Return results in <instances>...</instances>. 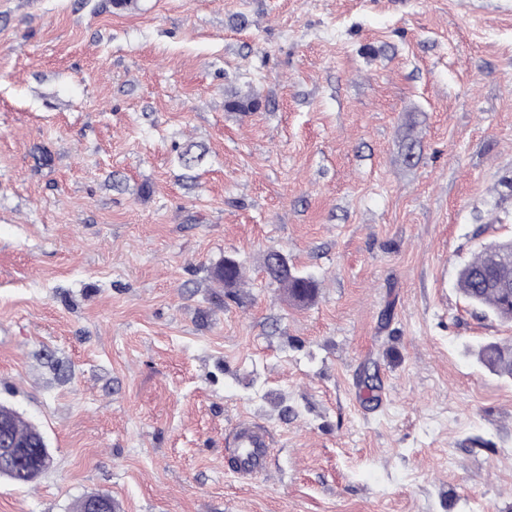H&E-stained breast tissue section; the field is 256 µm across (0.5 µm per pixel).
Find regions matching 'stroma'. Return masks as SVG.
Wrapping results in <instances>:
<instances>
[{"label":"stroma","instance_id":"1","mask_svg":"<svg viewBox=\"0 0 512 512\" xmlns=\"http://www.w3.org/2000/svg\"><path fill=\"white\" fill-rule=\"evenodd\" d=\"M510 238L512 0H0V402L53 456L0 512H512L457 287ZM274 253H275V251H269L265 257V267H266L268 275L270 272L269 270H270L271 263L274 259ZM270 274H271V272H270ZM271 275L273 278H271L270 276L269 277L274 282H276L282 288L288 289V294L293 300L296 298H299L301 293H304L302 302L309 300L311 298V296L313 295L315 285H314V282L312 279L310 280L309 278L297 276V275H295L293 277H291V276L278 277V276H274L273 274H271ZM273 441L269 432L250 420H240L233 428L228 453L241 476L263 473Z\"/></svg>","mask_w":512,"mask_h":512}]
</instances>
